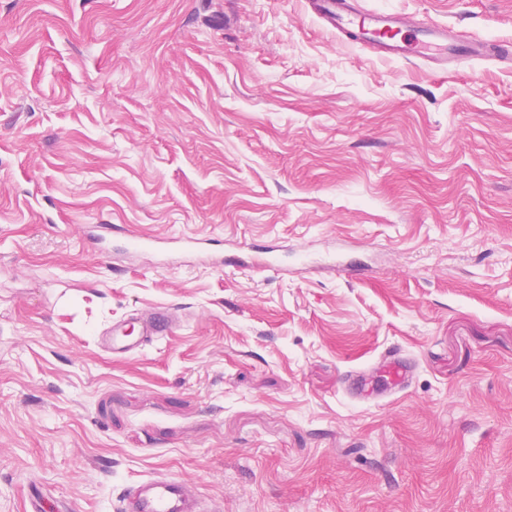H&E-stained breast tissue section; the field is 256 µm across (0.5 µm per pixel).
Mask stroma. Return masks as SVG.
<instances>
[{
    "label": "stroma",
    "mask_w": 512,
    "mask_h": 512,
    "mask_svg": "<svg viewBox=\"0 0 512 512\" xmlns=\"http://www.w3.org/2000/svg\"><path fill=\"white\" fill-rule=\"evenodd\" d=\"M367 3L512 39V0ZM156 477L204 512H512V66L380 60L307 0H0V512ZM174 319L166 312H152L149 315L139 317L140 339L143 344L163 334L171 327ZM123 334L121 326L118 324L112 325V330L102 336V343L115 355H131L136 352L139 345L131 342ZM379 365L390 378L395 389L399 390L405 387L410 375V366L401 358L392 354L388 358H381Z\"/></svg>",
    "instance_id": "stroma-1"
}]
</instances>
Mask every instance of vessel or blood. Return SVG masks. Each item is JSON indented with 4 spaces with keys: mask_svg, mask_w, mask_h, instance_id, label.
<instances>
[{
    "mask_svg": "<svg viewBox=\"0 0 512 512\" xmlns=\"http://www.w3.org/2000/svg\"><path fill=\"white\" fill-rule=\"evenodd\" d=\"M312 12L348 43L373 50L382 58L402 57L411 50L420 58L434 56L438 66L446 70L475 60L512 63L510 49L432 20L417 21L401 13L371 8L365 0H313ZM173 322L172 315L165 312L140 317V340L146 342L161 336ZM102 342L116 355H130L137 350V342L126 338L117 324L103 336ZM379 364L395 389L405 387L410 368L401 358L392 354L380 359ZM122 502L123 512H198L193 488L170 477L132 485L125 490Z\"/></svg>",
    "mask_w": 512,
    "mask_h": 512,
    "instance_id": "obj_1",
    "label": "vessel or blood"
}]
</instances>
